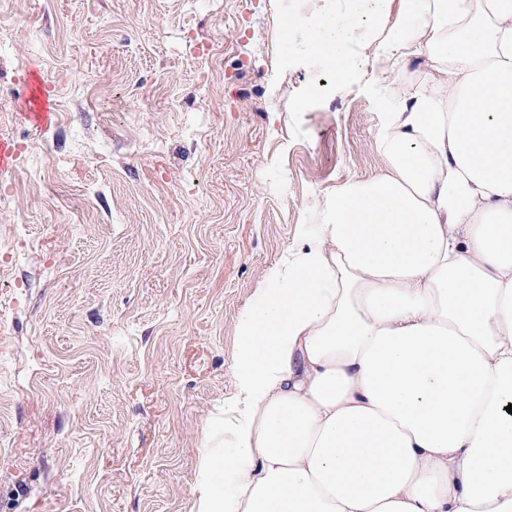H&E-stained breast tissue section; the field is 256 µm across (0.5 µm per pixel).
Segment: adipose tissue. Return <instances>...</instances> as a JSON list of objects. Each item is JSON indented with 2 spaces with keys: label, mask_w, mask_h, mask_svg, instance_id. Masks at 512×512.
Wrapping results in <instances>:
<instances>
[{
  "label": "adipose tissue",
  "mask_w": 512,
  "mask_h": 512,
  "mask_svg": "<svg viewBox=\"0 0 512 512\" xmlns=\"http://www.w3.org/2000/svg\"><path fill=\"white\" fill-rule=\"evenodd\" d=\"M342 13L311 43L336 73ZM435 62L240 313L195 512H512V0H401Z\"/></svg>",
  "instance_id": "ef3b65f1"
}]
</instances>
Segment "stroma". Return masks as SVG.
<instances>
[{
  "instance_id": "obj_1",
  "label": "stroma",
  "mask_w": 512,
  "mask_h": 512,
  "mask_svg": "<svg viewBox=\"0 0 512 512\" xmlns=\"http://www.w3.org/2000/svg\"><path fill=\"white\" fill-rule=\"evenodd\" d=\"M336 6L0 0V512H191L238 315L435 73L362 16L335 74ZM341 15V25L335 26L330 32L320 28L311 31V44L326 54L336 74H342L349 67V59L337 50V43L350 36L356 28V20L351 17L345 8ZM336 41V51L334 44Z\"/></svg>"
}]
</instances>
